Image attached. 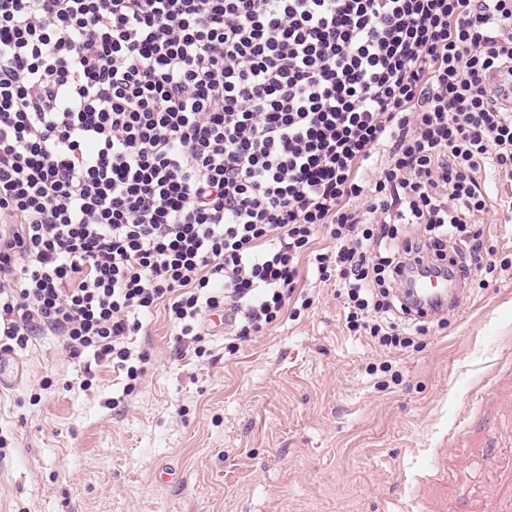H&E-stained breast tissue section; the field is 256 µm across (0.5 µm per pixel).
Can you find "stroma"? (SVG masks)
<instances>
[{
  "mask_svg": "<svg viewBox=\"0 0 512 512\" xmlns=\"http://www.w3.org/2000/svg\"><path fill=\"white\" fill-rule=\"evenodd\" d=\"M482 230L496 269L403 350L313 273L299 316L201 359L154 311L128 394L35 337L0 387V512H512V215Z\"/></svg>",
  "mask_w": 512,
  "mask_h": 512,
  "instance_id": "1",
  "label": "stroma"
}]
</instances>
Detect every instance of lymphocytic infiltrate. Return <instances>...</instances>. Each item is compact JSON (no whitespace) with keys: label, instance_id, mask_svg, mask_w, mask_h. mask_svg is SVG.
Here are the masks:
<instances>
[{"label":"lymphocytic infiltrate","instance_id":"f902f5d3","mask_svg":"<svg viewBox=\"0 0 512 512\" xmlns=\"http://www.w3.org/2000/svg\"><path fill=\"white\" fill-rule=\"evenodd\" d=\"M496 76L512 0H0V349L49 333L131 391L143 317L204 357L203 314L261 333L303 261L407 346L412 273L492 267Z\"/></svg>","mask_w":512,"mask_h":512}]
</instances>
